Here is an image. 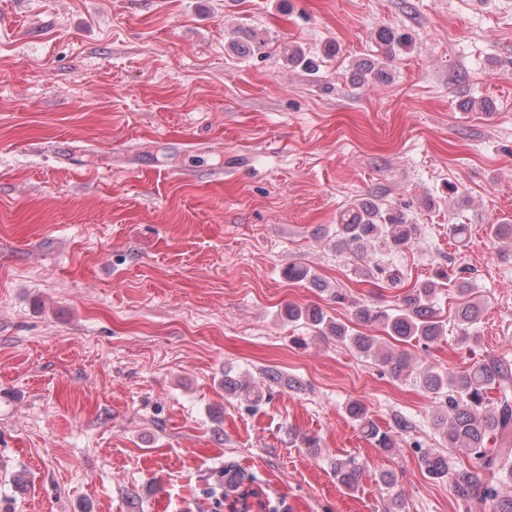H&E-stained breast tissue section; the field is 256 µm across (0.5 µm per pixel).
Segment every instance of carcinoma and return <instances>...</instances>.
Listing matches in <instances>:
<instances>
[{
    "mask_svg": "<svg viewBox=\"0 0 512 512\" xmlns=\"http://www.w3.org/2000/svg\"><path fill=\"white\" fill-rule=\"evenodd\" d=\"M382 58H365L356 64L353 77L361 84L388 75V63L408 45V37L396 29H381L376 34ZM418 225L408 223L405 215L385 208L372 198H362L339 215L336 224L337 246L354 253L366 245L382 240L391 253L401 252L417 240ZM463 269L455 274L446 270L410 288L401 302L391 308L359 306L355 310L358 324L372 326L404 343L428 345L439 339L446 324L436 307V300L447 281H459V291H468L467 281L462 279ZM364 277L381 281L393 288L404 285L403 271L391 263H375ZM288 320H304L321 334H329L336 341L350 344L368 357L390 367L393 377L412 375L409 361L403 354L385 351L377 337L359 332L344 323L334 322L319 307L288 306ZM479 322V309L470 303L458 312V325L463 336L473 333L469 328ZM419 383L427 394L441 403V411L434 418L436 433L450 448H463L478 461L477 469H451L444 455L424 449L417 443L421 464L434 479L451 480L466 512L490 506L491 512H512V493L505 490L506 482H512V363L487 355L470 368L449 372L430 366L418 373ZM224 390L249 405L262 400V391L240 381L224 379ZM352 418L360 423L363 432L380 448L394 446L392 430L378 428L368 417L366 408L353 402L347 406ZM499 443L497 448L487 447V442ZM336 479L351 487L360 473V465L354 460L336 463Z\"/></svg>",
    "mask_w": 512,
    "mask_h": 512,
    "instance_id": "1",
    "label": "carcinoma"
}]
</instances>
